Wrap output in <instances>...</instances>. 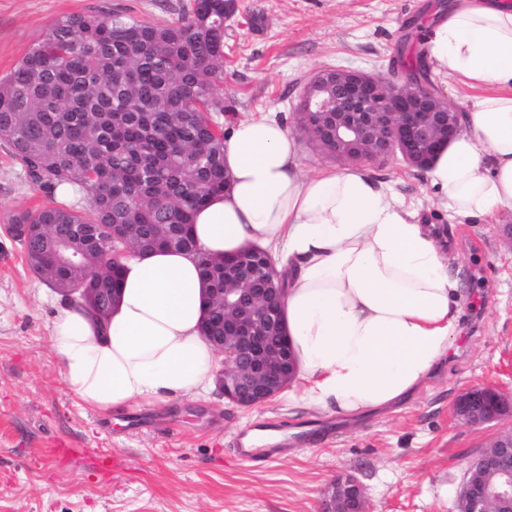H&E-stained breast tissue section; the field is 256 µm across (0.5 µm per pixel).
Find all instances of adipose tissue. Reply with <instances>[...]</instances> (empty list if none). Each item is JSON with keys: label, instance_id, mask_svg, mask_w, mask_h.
Here are the masks:
<instances>
[{"label": "adipose tissue", "instance_id": "obj_1", "mask_svg": "<svg viewBox=\"0 0 512 512\" xmlns=\"http://www.w3.org/2000/svg\"><path fill=\"white\" fill-rule=\"evenodd\" d=\"M435 70L482 89L464 132L428 172L459 222L512 209V0H452L433 26ZM230 187L199 208L198 247L257 245L288 274L283 319L306 404L355 416L415 392L443 361L463 299L445 240L357 167L307 172L284 123L247 119L224 141ZM104 322L60 306L49 342L78 402L99 412L190 398L218 358L201 335L205 285L193 254L132 252Z\"/></svg>", "mask_w": 512, "mask_h": 512}]
</instances>
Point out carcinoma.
<instances>
[{
  "label": "carcinoma",
  "instance_id": "obj_1",
  "mask_svg": "<svg viewBox=\"0 0 512 512\" xmlns=\"http://www.w3.org/2000/svg\"><path fill=\"white\" fill-rule=\"evenodd\" d=\"M224 2L187 0L177 19L153 23L105 10L55 18L0 78V144L48 195L66 186L87 202L53 203L10 218L32 269L51 288H110L108 254L147 250L175 236L224 191ZM418 78L423 54L398 53ZM53 224H76L68 247L78 272L53 258ZM224 283V259L198 252Z\"/></svg>",
  "mask_w": 512,
  "mask_h": 512
}]
</instances>
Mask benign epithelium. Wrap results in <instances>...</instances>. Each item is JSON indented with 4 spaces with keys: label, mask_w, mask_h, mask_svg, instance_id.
Wrapping results in <instances>:
<instances>
[{
    "label": "benign epithelium",
    "mask_w": 512,
    "mask_h": 512,
    "mask_svg": "<svg viewBox=\"0 0 512 512\" xmlns=\"http://www.w3.org/2000/svg\"><path fill=\"white\" fill-rule=\"evenodd\" d=\"M300 112L317 117L316 130L301 122L299 134L318 139L336 159L371 162L399 155L419 168L430 153L463 132L461 112L442 93L407 81L349 69L317 72L301 95ZM71 302L103 313L107 288H56ZM285 288L264 250L224 259V287L208 289V308L220 307L224 335L207 340L222 357L215 384L240 407L263 405L287 388L296 362L281 332ZM461 424L483 428L512 422V392L475 385L453 405ZM364 488L351 474L326 490L321 512H367ZM457 512H512V430L500 432L469 464L456 498Z\"/></svg>",
    "instance_id": "benign-epithelium-1"
}]
</instances>
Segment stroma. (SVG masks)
<instances>
[{
    "label": "stroma",
    "mask_w": 512,
    "mask_h": 512,
    "mask_svg": "<svg viewBox=\"0 0 512 512\" xmlns=\"http://www.w3.org/2000/svg\"><path fill=\"white\" fill-rule=\"evenodd\" d=\"M451 0H231L224 12V80L233 114L224 126L267 117L292 124L302 90L326 68L392 78L398 51L415 53ZM179 0H0V77L56 17L125 10L164 23ZM384 193L450 238L452 273L466 295L462 332L431 379L396 408L357 418L311 410L297 389L252 409L217 388L191 399L140 403L112 415L78 404L47 336L59 303L3 226L14 212L47 204L0 148V512H318L340 474L364 485L370 512H456L470 462L498 434L451 416L475 384L512 390V210L496 221L456 223L426 173L400 156L367 162ZM325 433L303 447L271 445L238 461L231 438L269 420Z\"/></svg>",
    "instance_id": "35a3bbf8"
}]
</instances>
